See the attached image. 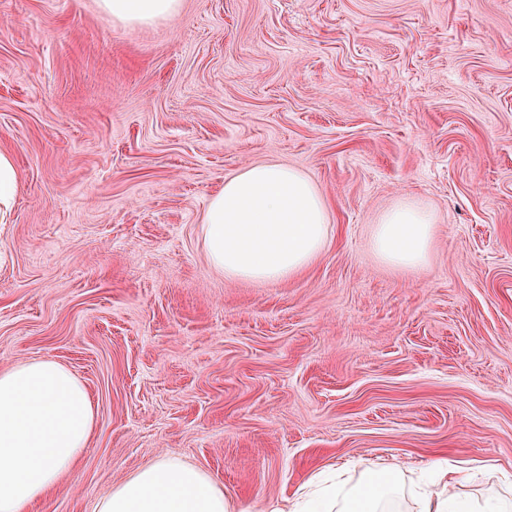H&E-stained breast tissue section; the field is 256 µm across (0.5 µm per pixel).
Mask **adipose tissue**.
Instances as JSON below:
<instances>
[{"instance_id": "adipose-tissue-1", "label": "adipose tissue", "mask_w": 512, "mask_h": 512, "mask_svg": "<svg viewBox=\"0 0 512 512\" xmlns=\"http://www.w3.org/2000/svg\"><path fill=\"white\" fill-rule=\"evenodd\" d=\"M183 0H98L99 9L129 25L177 16ZM435 218L420 203L403 201L376 224L377 256L393 266L427 263ZM328 209L300 171L278 164L245 168L224 183L206 208L203 242L213 269L232 279L278 281L296 276L322 250ZM93 402L64 365L41 360L0 371V512H32L72 471L95 426ZM431 488L406 487L401 468L369 466L357 482L315 476L289 500V512H512V497L477 500L456 488L461 462L432 467ZM97 512H231L211 476L178 459L143 466L103 497Z\"/></svg>"}]
</instances>
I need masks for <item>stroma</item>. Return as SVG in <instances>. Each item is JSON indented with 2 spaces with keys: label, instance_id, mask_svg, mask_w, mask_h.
Returning a JSON list of instances; mask_svg holds the SVG:
<instances>
[{
  "label": "stroma",
  "instance_id": "stroma-1",
  "mask_svg": "<svg viewBox=\"0 0 512 512\" xmlns=\"http://www.w3.org/2000/svg\"><path fill=\"white\" fill-rule=\"evenodd\" d=\"M0 370L53 360L96 427L36 512H96L168 456L242 512L351 461L512 477V0H0ZM303 171L329 233L290 279H230L202 224L225 179ZM436 215L420 270L373 229ZM99 9L128 25L148 26L177 16L183 0H97ZM18 186V169L13 155L0 150V223H4L13 208Z\"/></svg>",
  "mask_w": 512,
  "mask_h": 512
}]
</instances>
